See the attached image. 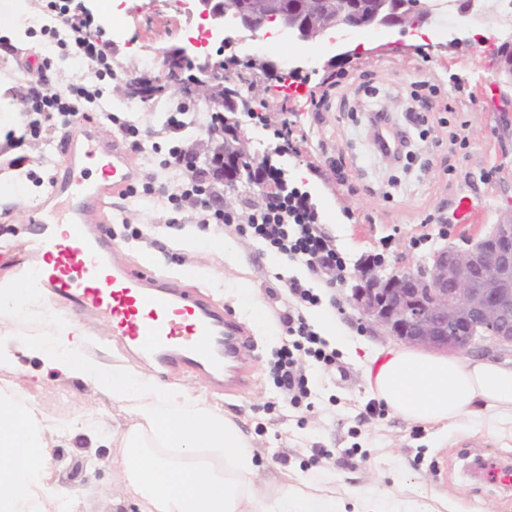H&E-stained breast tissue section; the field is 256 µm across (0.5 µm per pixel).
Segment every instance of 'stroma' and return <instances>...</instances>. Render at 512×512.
Wrapping results in <instances>:
<instances>
[{
    "label": "stroma",
    "mask_w": 512,
    "mask_h": 512,
    "mask_svg": "<svg viewBox=\"0 0 512 512\" xmlns=\"http://www.w3.org/2000/svg\"><path fill=\"white\" fill-rule=\"evenodd\" d=\"M27 2L22 17L0 9V73L14 75V105H21L38 77H45L50 89L82 82L100 86L110 110L139 129L141 149L134 154L140 169L137 193L112 200L106 230L113 243L138 267L207 287L239 320H247L250 298L260 300L266 310L267 325L251 327L256 344L249 353L253 376L245 392L215 393L202 377L190 373L170 377L221 406L241 425L255 447L260 481L284 474L309 478L329 469L341 490L395 494L409 483L455 504L456 512H512V487L487 482L476 471H463L464 464H477L489 455L512 465V441L497 439L479 424L444 431L408 422L389 410L380 416L369 411L376 395L366 378L364 354L393 339L364 328L348 301L361 257L381 254L390 267L403 256L421 264L434 249L481 235L512 211V88L504 84L498 56L485 54L486 49L512 43V13L499 12L498 0H486L479 8L474 0H426L431 22L424 39L394 31L299 45L281 39L271 42L261 34L236 44L235 54L250 56V71L256 76L254 83L240 85L249 109L234 115L238 135L259 160L279 145L282 124L298 135L297 153L278 158L277 163L289 182L309 192L323 230L348 262L344 279L327 288L285 257L260 252L253 237L239 232V225L263 202L258 187L242 182L233 196L213 200V207L235 218L222 227H200L191 205L177 209L167 200L165 191L174 182L192 179L190 168H164L170 149L193 157L201 167L222 138L212 132V109L205 96L166 84L159 96L143 102L129 94L127 84L145 72L163 76L165 50L186 45V28L200 25L199 17L179 12L175 0H115L120 22L105 24L100 34L109 45L112 76L99 81L90 62L68 50H51L47 36L24 24V17L42 16L46 4ZM337 43L350 49V56L335 58ZM297 58L305 60L306 68L292 79L305 94L288 98L279 76ZM29 63L41 67V76L27 74ZM415 90L432 103L422 121L410 110ZM180 107L197 113L196 128L166 131V113ZM368 107L392 113L398 128L411 138L416 157L407 167L392 165L375 152L364 113ZM97 117L93 111L70 121L57 115L42 119L40 137L0 152V173L10 172V161L17 156L26 157L35 173L24 195L0 204V277L28 230L36 202L48 199L63 148L80 140L86 120L97 121L101 138L118 135L117 126L99 123ZM149 183L155 187L151 195L143 192ZM463 197L480 213L477 224L464 226L454 220V207ZM226 242L232 245V254L224 253ZM288 276L307 282L321 297L318 305L304 308L308 321L329 316L345 332L344 343L336 347L337 367L305 363L313 384V405L307 410L285 407L270 373L275 351L288 341L280 321L289 303L284 284ZM247 288L253 297L244 296ZM62 316L87 335L94 358L150 374L147 364L110 339L97 317L67 310ZM32 394L45 414L69 427L52 450L50 487L72 500L74 512H114L118 507L133 512L134 501H112L116 476L111 430L127 425L125 415L91 384L55 373ZM95 418L105 420L108 430L90 440L82 424ZM321 448L332 450V457L318 456ZM347 448L358 452L351 466L341 458ZM443 454L448 457L444 484L429 468ZM79 463L84 466L82 474L69 480V472Z\"/></svg>",
    "instance_id": "stroma-1"
}]
</instances>
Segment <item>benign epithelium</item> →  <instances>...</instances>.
Segmentation results:
<instances>
[{
  "label": "benign epithelium",
  "instance_id": "1",
  "mask_svg": "<svg viewBox=\"0 0 512 512\" xmlns=\"http://www.w3.org/2000/svg\"><path fill=\"white\" fill-rule=\"evenodd\" d=\"M185 7L209 21V35L221 47H231L234 31L256 34L274 23L285 40L309 43L339 28L346 31L384 32L420 28L430 19L422 0H373L369 8L342 10L327 22L290 12L284 0H256L248 9L230 0H189ZM176 62L201 72L189 92L209 85L230 83L224 75V59L200 56L193 45L164 53L165 75L175 82ZM232 162L234 175L224 180L225 193L233 194L237 182L252 180L255 159L243 140H228L220 150ZM349 302L359 311L361 323L380 330L410 347L445 353L467 352L480 341L501 351H512V216L491 225L483 235L465 239V246H444L427 264L416 270L395 267L382 274L372 266L358 270Z\"/></svg>",
  "mask_w": 512,
  "mask_h": 512
}]
</instances>
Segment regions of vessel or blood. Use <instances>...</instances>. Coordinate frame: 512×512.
Here are the masks:
<instances>
[{"mask_svg": "<svg viewBox=\"0 0 512 512\" xmlns=\"http://www.w3.org/2000/svg\"><path fill=\"white\" fill-rule=\"evenodd\" d=\"M79 154L53 179L50 206L32 216L36 229L13 271L72 313L98 316L113 341L159 377L180 370L203 376L218 392L245 387L237 361L253 345L250 332L208 292L133 269L104 228L113 198L136 177L131 154L90 129Z\"/></svg>", "mask_w": 512, "mask_h": 512, "instance_id": "b4317fda", "label": "vessel or blood"}]
</instances>
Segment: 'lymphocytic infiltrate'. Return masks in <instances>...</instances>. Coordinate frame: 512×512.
Returning <instances> with one entry per match:
<instances>
[{"instance_id": "f902f5d3", "label": "lymphocytic infiltrate", "mask_w": 512, "mask_h": 512, "mask_svg": "<svg viewBox=\"0 0 512 512\" xmlns=\"http://www.w3.org/2000/svg\"><path fill=\"white\" fill-rule=\"evenodd\" d=\"M64 24L68 39L80 57L95 63L97 78L110 76L112 66L107 55L87 35L88 28L93 24L92 18L74 12L65 19ZM102 99L100 88L76 83L56 91L31 90L24 99V109L37 113L55 111L74 117ZM230 173V168L225 167L220 156H212L208 164L196 168L189 185H177L168 200L175 205L190 202L196 208L202 226L233 223V215L211 205L216 183L222 182ZM255 177L266 183L267 190L262 207L247 219L252 237L263 249L285 256L290 263L303 265L313 275L342 278L346 261L332 238L323 231L319 212L310 194L289 185L283 169L268 159L258 166ZM288 292L295 298L297 305L285 311L281 319L292 341L277 351L273 374L284 400L297 407L312 397L309 377L299 365L297 353H304L315 362L332 365L336 362V352L330 349L327 341L314 330L300 311L302 305H317L319 295L295 278L289 279Z\"/></svg>"}]
</instances>
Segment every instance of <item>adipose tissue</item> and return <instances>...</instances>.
<instances>
[{
  "mask_svg": "<svg viewBox=\"0 0 512 512\" xmlns=\"http://www.w3.org/2000/svg\"><path fill=\"white\" fill-rule=\"evenodd\" d=\"M48 307L20 289H0V370H16L18 354H25L43 371L94 383L127 414L126 428L112 432L117 493L137 500L140 512H448L447 501L419 493L389 500L341 496L329 474L315 483L283 478L259 487L253 446L223 409L184 386L96 361L82 332L64 319H53L47 330L20 331ZM366 358L378 399L409 422H482L495 436L512 439V362L397 346ZM32 383L29 377L0 382V512H68L49 487L61 427L32 401Z\"/></svg>",
  "mask_w": 512,
  "mask_h": 512,
  "instance_id": "1",
  "label": "adipose tissue"
}]
</instances>
